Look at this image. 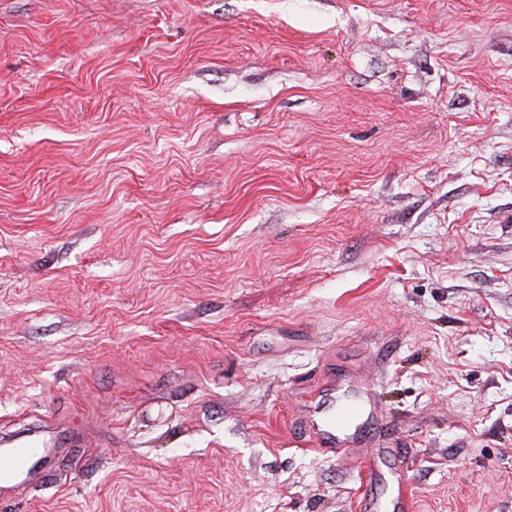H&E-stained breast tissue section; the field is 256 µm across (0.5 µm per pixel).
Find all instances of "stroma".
<instances>
[{"label":"stroma","instance_id":"35a3bbf8","mask_svg":"<svg viewBox=\"0 0 512 512\" xmlns=\"http://www.w3.org/2000/svg\"><path fill=\"white\" fill-rule=\"evenodd\" d=\"M42 416L0 512H512V0H0V438ZM358 411L359 407L354 403L346 404L338 416L323 411L320 419L321 430L328 438L335 439L336 436H341Z\"/></svg>","mask_w":512,"mask_h":512}]
</instances>
